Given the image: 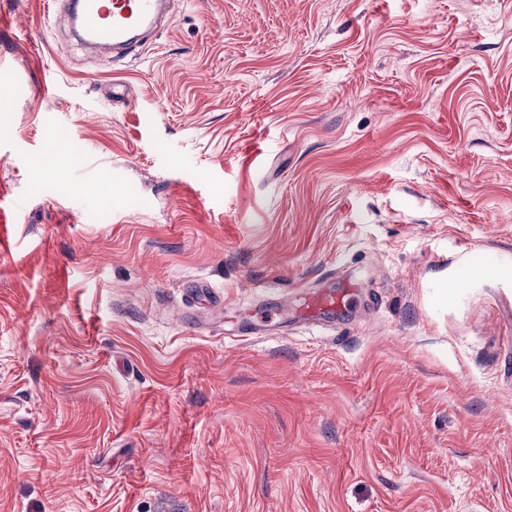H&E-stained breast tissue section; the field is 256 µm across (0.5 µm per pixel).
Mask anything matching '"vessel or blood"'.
<instances>
[{
    "label": "vessel or blood",
    "mask_w": 512,
    "mask_h": 512,
    "mask_svg": "<svg viewBox=\"0 0 512 512\" xmlns=\"http://www.w3.org/2000/svg\"><path fill=\"white\" fill-rule=\"evenodd\" d=\"M174 4L175 0H69L67 11L84 32L82 45L88 54L104 47L124 54L133 47L129 31L151 26ZM353 295L349 286L306 292L297 298L296 313L300 319L316 321L346 308Z\"/></svg>",
    "instance_id": "b4317fda"
}]
</instances>
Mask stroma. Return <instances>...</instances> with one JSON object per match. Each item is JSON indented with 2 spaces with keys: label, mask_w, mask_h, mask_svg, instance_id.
<instances>
[{
  "label": "stroma",
  "mask_w": 512,
  "mask_h": 512,
  "mask_svg": "<svg viewBox=\"0 0 512 512\" xmlns=\"http://www.w3.org/2000/svg\"><path fill=\"white\" fill-rule=\"evenodd\" d=\"M46 7L0 0V512H512V0H188L120 58ZM353 287L324 288L302 293L296 302V313L301 320L317 321L325 316L334 315L336 310L346 308L353 300Z\"/></svg>",
  "instance_id": "35a3bbf8"
}]
</instances>
